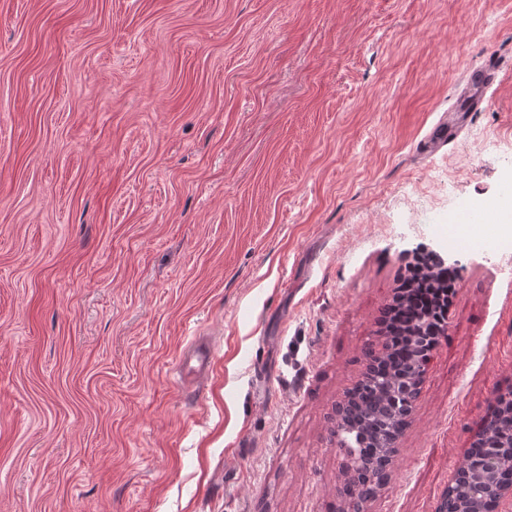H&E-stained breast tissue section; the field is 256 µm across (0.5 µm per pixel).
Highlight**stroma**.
Returning a JSON list of instances; mask_svg holds the SVG:
<instances>
[{
	"label": "stroma",
	"mask_w": 512,
	"mask_h": 512,
	"mask_svg": "<svg viewBox=\"0 0 512 512\" xmlns=\"http://www.w3.org/2000/svg\"><path fill=\"white\" fill-rule=\"evenodd\" d=\"M512 0H0V512H338L327 416L417 253L457 288L369 512H434L512 389ZM209 337L199 396L173 368ZM503 62L498 58L488 56L481 63L470 66L463 76L465 92L456 104L448 110L451 116L443 117L422 139L417 149L425 155H432L441 148L454 142L468 120L467 112L479 109L487 99V94L497 83L498 76L503 70ZM494 213L493 224L495 234L492 238L469 236L468 247L480 250L512 249V183L505 184L498 198L487 208Z\"/></svg>",
	"instance_id": "stroma-1"
}]
</instances>
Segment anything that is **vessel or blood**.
I'll return each mask as SVG.
<instances>
[{"instance_id":"vessel-or-blood-1","label":"vessel or blood","mask_w":512,"mask_h":512,"mask_svg":"<svg viewBox=\"0 0 512 512\" xmlns=\"http://www.w3.org/2000/svg\"><path fill=\"white\" fill-rule=\"evenodd\" d=\"M504 65L498 58L490 56L470 66L463 76L465 92L452 108L450 117L440 119L417 148L420 153L431 155L454 142L468 120L469 112L480 108L488 92L496 84ZM213 370L212 349L209 343L201 342L185 350L178 366V381L183 389H190Z\"/></svg>"}]
</instances>
